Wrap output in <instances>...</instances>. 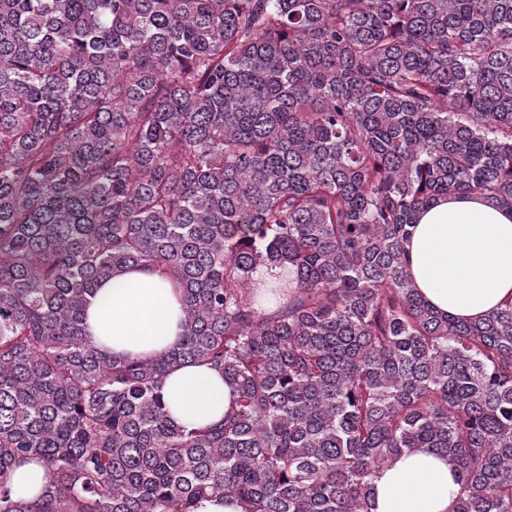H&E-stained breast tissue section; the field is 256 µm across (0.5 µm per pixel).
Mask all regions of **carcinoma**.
<instances>
[{
  "instance_id": "1",
  "label": "carcinoma",
  "mask_w": 512,
  "mask_h": 512,
  "mask_svg": "<svg viewBox=\"0 0 512 512\" xmlns=\"http://www.w3.org/2000/svg\"><path fill=\"white\" fill-rule=\"evenodd\" d=\"M455 194L512 209V0H0V512H370L419 448L453 512H512V303L459 320L406 269ZM127 267L182 304L147 361L85 332ZM186 363L222 419L166 414ZM254 278L257 282H259L262 288V296L259 300V304L261 308H263L267 312H273L277 309L280 302H282V297L279 299L278 294H273L271 290L279 289L272 288L278 286L281 283V271L279 268H260L254 274ZM162 395L170 417L186 425L220 418L232 401V390L217 370L186 364L166 378ZM45 482V473L42 467L36 462L28 460L13 468L9 485L15 499L29 501L40 494Z\"/></svg>"
}]
</instances>
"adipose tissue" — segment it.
Returning <instances> with one entry per match:
<instances>
[{
  "mask_svg": "<svg viewBox=\"0 0 512 512\" xmlns=\"http://www.w3.org/2000/svg\"><path fill=\"white\" fill-rule=\"evenodd\" d=\"M407 253L419 294L443 314L476 322L512 301L510 208L440 198L419 213ZM86 331L111 354L152 359L180 342L182 305L165 276L127 268L97 288L86 309ZM162 395L170 417L186 425L220 418L232 401L222 374L201 364L171 372ZM459 490L455 463L418 449L374 478L371 512H452Z\"/></svg>",
  "mask_w": 512,
  "mask_h": 512,
  "instance_id": "ef3b65f1",
  "label": "adipose tissue"
}]
</instances>
